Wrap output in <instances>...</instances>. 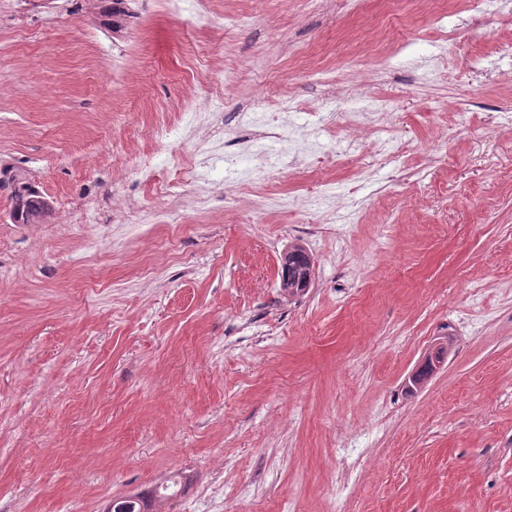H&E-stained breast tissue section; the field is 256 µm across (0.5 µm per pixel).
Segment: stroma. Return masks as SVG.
<instances>
[{
    "mask_svg": "<svg viewBox=\"0 0 512 512\" xmlns=\"http://www.w3.org/2000/svg\"><path fill=\"white\" fill-rule=\"evenodd\" d=\"M112 2L32 0L25 39L0 0V168L52 207L16 223L0 189V512H106L174 474L160 512H512V129L486 120L512 118V14L192 0L186 21L124 0L116 26ZM220 15L239 23L217 56ZM321 61L335 86L311 77ZM280 91L334 131L284 113L269 152L325 156L250 168L276 192L252 224L236 180L187 173L207 145L246 154L244 114ZM373 92L390 163L343 118ZM189 106L216 109L223 137L186 129ZM148 153L168 161L150 183ZM293 244L313 283L287 297Z\"/></svg>",
    "mask_w": 512,
    "mask_h": 512,
    "instance_id": "obj_1",
    "label": "stroma"
}]
</instances>
